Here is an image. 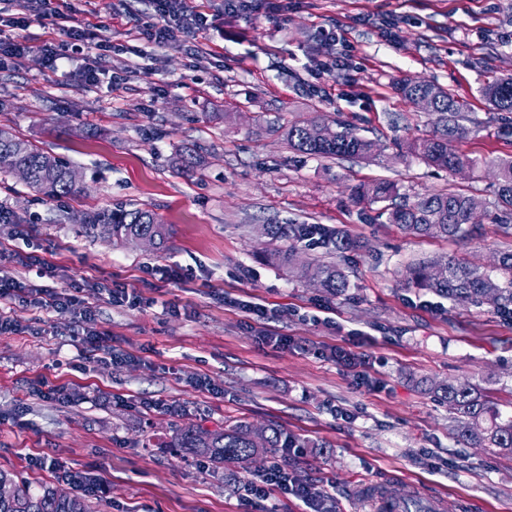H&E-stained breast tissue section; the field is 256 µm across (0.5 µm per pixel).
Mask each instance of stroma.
I'll return each instance as SVG.
<instances>
[{
    "label": "stroma",
    "mask_w": 512,
    "mask_h": 512,
    "mask_svg": "<svg viewBox=\"0 0 512 512\" xmlns=\"http://www.w3.org/2000/svg\"><path fill=\"white\" fill-rule=\"evenodd\" d=\"M71 22L97 25L126 54L88 87L69 78L72 54L52 69L39 51L64 40L51 21L19 33L31 51L0 69V129L82 171L75 198L42 202L17 177L0 175V202L29 227L0 223V278L35 279L20 258L37 253L55 267L43 285L79 288L95 328L126 363L85 359L72 342L71 314L3 301L20 324L0 335V469L31 489L73 484L31 466L53 457L96 476L94 512H262L241 488L272 455L250 468L214 469L207 458L163 442L188 426L241 419L277 422L298 442L288 464L325 493L329 512H371L361 489L389 501H472L474 512H512V456L455 441L448 408L432 382L469 379L501 407L512 404V324L493 307L451 303L408 287L409 267L455 255L490 267L512 250V225L495 223V179L478 168L455 175L398 148L425 136L432 113L403 100L407 78L433 82L465 101L472 132L460 143L474 157L512 156V112L494 110L479 89L512 74V0H281L280 13L228 12L224 0H187L213 30L197 50L139 40L150 0H69ZM132 5L138 20L124 11ZM335 39H327V31ZM346 65L335 64L337 56ZM338 121L374 141L373 160L303 157L266 120L286 126L313 117ZM396 182L407 198L453 187L478 198L480 230L467 241L416 238L358 202L355 186ZM121 204L147 207L169 227L163 247L87 236L83 212ZM263 224H322L364 242L337 258L322 247L269 241ZM297 263L336 260L350 276L345 295L325 294ZM179 279L164 280L166 269ZM120 285L141 298L115 306ZM266 305V323L225 305V297ZM291 338L274 348L260 337ZM342 347L368 357L372 387L330 357ZM207 387H199V380ZM63 384L46 402L32 382ZM178 405L143 413V400ZM349 411L346 419L338 411Z\"/></svg>",
    "instance_id": "35a3bbf8"
}]
</instances>
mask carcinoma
I'll use <instances>...</instances> for the list:
<instances>
[{"instance_id": "carcinoma-1", "label": "carcinoma", "mask_w": 512, "mask_h": 512, "mask_svg": "<svg viewBox=\"0 0 512 512\" xmlns=\"http://www.w3.org/2000/svg\"><path fill=\"white\" fill-rule=\"evenodd\" d=\"M397 91L412 104L421 94L433 95L432 113L436 115L432 132L408 143L406 152L429 166L452 173L482 165L495 168L499 211L512 217V158L479 160L455 146L470 134V129L461 123L464 104L441 86L426 80H404L398 84ZM481 94L494 109L512 112L511 75L485 84ZM309 125V121H300L283 130L288 147L301 155L366 160L374 153V142L353 135L346 127L332 131L328 140L317 141L308 135ZM16 165L30 170L31 178L26 186L44 200L75 197L83 192L80 177L72 166L30 141L0 129V173L10 174ZM353 195L358 200L383 204L389 223L399 225L414 237L469 240L478 230L474 219L481 202L451 188L424 194L409 202L401 198L397 185L380 181L356 187ZM83 228L88 235H107L121 242H134L149 235L157 245L164 243L168 235L162 216L138 206L87 212ZM304 232L303 224L262 225V234L271 240L299 241ZM326 245L336 254L362 248L359 240L337 229L329 230ZM302 274L318 283L330 296L343 295L349 288L347 275L332 262L308 265L302 269ZM489 278L497 284L491 294L485 288ZM407 284L454 302L465 298L476 307L491 304L499 312L508 311L512 309V251L502 253L491 270H482L457 256L423 263L411 269ZM430 391L448 406L451 432L458 442L495 448L502 454L512 455V411L493 405L488 396L468 380L438 384ZM289 444L288 435L279 425L270 423L264 443L258 446L253 440L251 424L235 420L226 421L224 426L213 430L193 426L180 429L165 447L205 455L219 469L230 463L247 468L256 456L273 454ZM0 482L12 489L10 496L0 497V512H92L89 500L79 493L62 494L54 487L33 492L16 476L2 470Z\"/></svg>"}]
</instances>
